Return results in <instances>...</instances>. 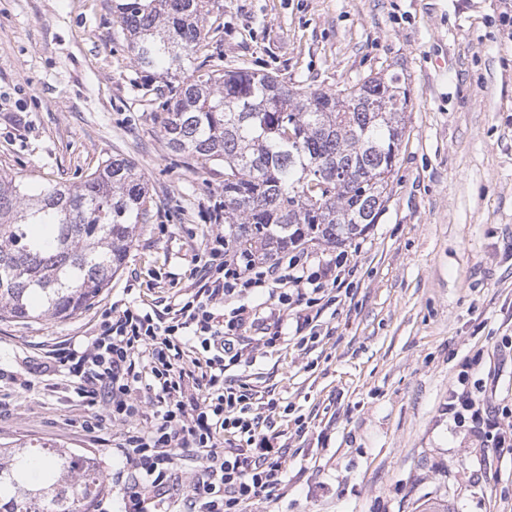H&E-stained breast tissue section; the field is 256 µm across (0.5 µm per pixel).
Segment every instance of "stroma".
I'll list each match as a JSON object with an SVG mask.
<instances>
[{
  "mask_svg": "<svg viewBox=\"0 0 512 512\" xmlns=\"http://www.w3.org/2000/svg\"><path fill=\"white\" fill-rule=\"evenodd\" d=\"M211 46L225 61L288 84L335 91L400 74L406 134L376 222L354 237L347 298L320 337L247 351L229 371L274 392L272 430L288 469L247 512H512V455L485 464L448 421L464 358L482 353L496 400L512 407V0H216ZM142 89L112 0H0V173L36 191L77 184L114 154L134 160L153 198L122 268L63 318L0 320V446L70 448L107 483L117 424L89 434L66 373L41 371L96 331L115 304L163 309L193 289L217 225L224 169L171 152ZM309 420L295 431V416Z\"/></svg>",
  "mask_w": 512,
  "mask_h": 512,
  "instance_id": "35a3bbf8",
  "label": "stroma"
}]
</instances>
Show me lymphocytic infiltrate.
<instances>
[{"mask_svg":"<svg viewBox=\"0 0 512 512\" xmlns=\"http://www.w3.org/2000/svg\"><path fill=\"white\" fill-rule=\"evenodd\" d=\"M206 254L195 291L161 312L112 306L95 334L58 358L92 410L83 422L87 430L153 412L149 426L126 431L118 445L125 512L162 506L185 484L189 463L192 512H244L274 495L285 475L286 447L259 428L261 411L277 412L280 400L224 374L242 365L248 343L275 346L285 322H294L298 346L313 343L324 308L352 273L344 250L320 261L308 250H289L265 266L227 250L220 232ZM254 291L276 297L281 311L272 322L243 305L217 313L224 300ZM478 364L470 358L459 372L448 418L481 452L512 455V414L500 413L484 379L471 377Z\"/></svg>","mask_w":512,"mask_h":512,"instance_id":"lymphocytic-infiltrate-1","label":"lymphocytic infiltrate"}]
</instances>
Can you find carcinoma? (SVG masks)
Listing matches in <instances>:
<instances>
[{"label": "carcinoma", "mask_w": 512, "mask_h": 512, "mask_svg": "<svg viewBox=\"0 0 512 512\" xmlns=\"http://www.w3.org/2000/svg\"><path fill=\"white\" fill-rule=\"evenodd\" d=\"M212 0H112L143 73L165 69L160 127L170 151L224 164L225 239L270 260L298 245H339L377 222L410 97L397 74L336 92L290 86L275 72L195 65ZM151 197L120 154L77 185L37 194L0 173V319L66 317L125 263ZM0 448V512H77L106 478L70 449Z\"/></svg>", "instance_id": "1"}]
</instances>
